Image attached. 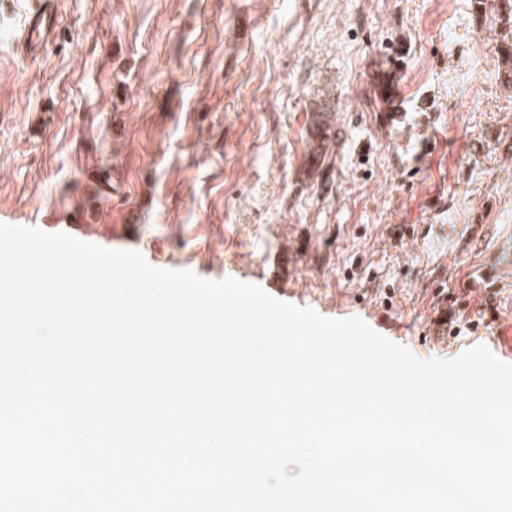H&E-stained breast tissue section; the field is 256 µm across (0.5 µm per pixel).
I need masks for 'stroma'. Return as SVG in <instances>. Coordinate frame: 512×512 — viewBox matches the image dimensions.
I'll return each instance as SVG.
<instances>
[{
  "label": "stroma",
  "mask_w": 512,
  "mask_h": 512,
  "mask_svg": "<svg viewBox=\"0 0 512 512\" xmlns=\"http://www.w3.org/2000/svg\"><path fill=\"white\" fill-rule=\"evenodd\" d=\"M0 0V222L155 267L231 276L417 358L435 292L512 334V281L467 291L512 247V0ZM49 11L50 7L45 3L39 12L30 15L24 30L23 46H32L37 36H45L48 33L50 29Z\"/></svg>",
  "instance_id": "obj_1"
}]
</instances>
